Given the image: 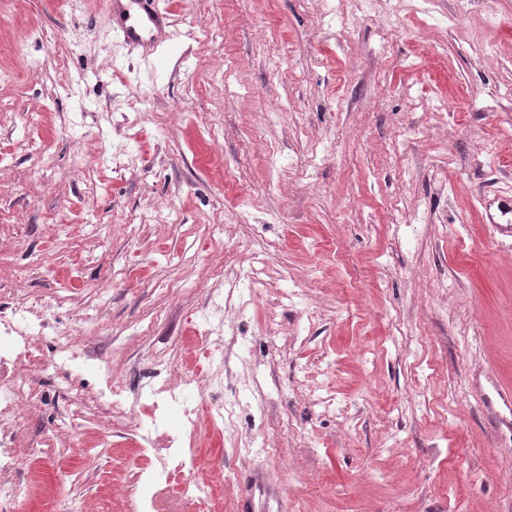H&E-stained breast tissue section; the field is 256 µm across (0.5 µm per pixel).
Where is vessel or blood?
Returning <instances> with one entry per match:
<instances>
[{
	"label": "vessel or blood",
	"instance_id": "b4317fda",
	"mask_svg": "<svg viewBox=\"0 0 512 512\" xmlns=\"http://www.w3.org/2000/svg\"><path fill=\"white\" fill-rule=\"evenodd\" d=\"M110 5L112 31L127 45L151 51L167 39L169 15L159 9L157 0H110ZM481 205L485 223L512 238V198L485 196Z\"/></svg>",
	"mask_w": 512,
	"mask_h": 512
}]
</instances>
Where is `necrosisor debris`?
<instances>
[{
  "label": "necrosis or debris",
  "mask_w": 512,
  "mask_h": 512,
  "mask_svg": "<svg viewBox=\"0 0 512 512\" xmlns=\"http://www.w3.org/2000/svg\"><path fill=\"white\" fill-rule=\"evenodd\" d=\"M13 315V322L0 329V364L10 363L25 371L88 367L84 355L59 340L50 353H42L35 346L43 337L41 327L26 323L24 308H15ZM158 365L161 374L141 381L135 398L142 411L135 419L139 436L155 450L154 463L141 471L132 490L140 512H151L156 499L171 491L196 506L207 502L210 482L191 449L202 419L220 423L234 414L230 405L203 407L193 393L198 377L176 374L171 359H159ZM24 399L21 384L0 383V474L15 472L27 461L24 454L6 448L21 418Z\"/></svg>",
  "instance_id": "obj_1"
}]
</instances>
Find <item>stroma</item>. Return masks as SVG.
I'll return each mask as SVG.
<instances>
[{
    "label": "stroma",
    "mask_w": 512,
    "mask_h": 512,
    "mask_svg": "<svg viewBox=\"0 0 512 512\" xmlns=\"http://www.w3.org/2000/svg\"><path fill=\"white\" fill-rule=\"evenodd\" d=\"M159 5L145 58L107 0H0V308L101 367L24 379L11 512H128L153 455L104 392L161 355L236 408L211 512L256 474L282 512H512V0ZM481 205L485 223L493 224L499 235L512 238V198L484 195ZM508 215L510 217L507 218Z\"/></svg>",
    "instance_id": "stroma-1"
}]
</instances>
